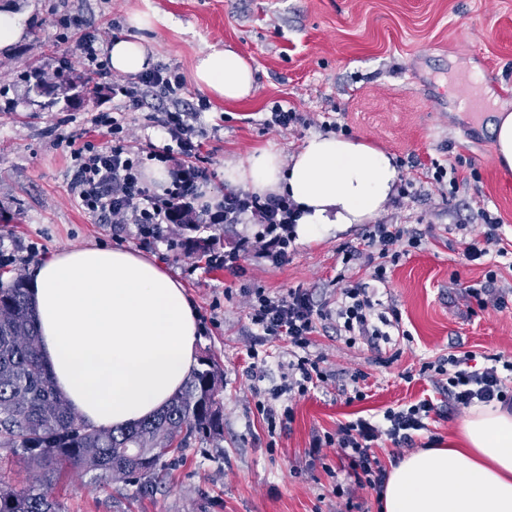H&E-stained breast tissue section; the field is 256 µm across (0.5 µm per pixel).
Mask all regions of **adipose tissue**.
<instances>
[{
    "instance_id": "obj_1",
    "label": "adipose tissue",
    "mask_w": 512,
    "mask_h": 512,
    "mask_svg": "<svg viewBox=\"0 0 512 512\" xmlns=\"http://www.w3.org/2000/svg\"><path fill=\"white\" fill-rule=\"evenodd\" d=\"M114 72L153 63L139 40L108 46ZM195 85L227 104L256 91L255 68L230 48L198 55ZM224 179L260 198L288 196L298 240L320 241L384 212L397 195L393 155L360 138L318 134L290 157L275 144L224 162ZM41 354L59 393L89 425L120 427L163 406L196 364L197 313L182 282L128 248L53 254L28 285ZM382 512H512V410L476 405L447 447L406 454L388 474Z\"/></svg>"
}]
</instances>
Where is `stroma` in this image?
I'll use <instances>...</instances> for the list:
<instances>
[{"label": "stroma", "mask_w": 512, "mask_h": 512, "mask_svg": "<svg viewBox=\"0 0 512 512\" xmlns=\"http://www.w3.org/2000/svg\"><path fill=\"white\" fill-rule=\"evenodd\" d=\"M30 30L26 41L0 54V249L15 261L0 281L31 277L52 253L93 245L137 249L178 278L198 313L197 356L214 357L223 371L224 434L194 440L166 467L153 496L134 495L119 479L100 483L92 471L66 467L50 487L63 512H381L376 492L358 489L332 449L311 457L315 436L339 423L382 416L390 407L435 394L423 362L469 351L483 358L512 356V268L500 266L486 284V266L467 264L463 234H476L478 208L500 216L502 247L512 250V173L493 160L489 125L494 108L512 111V0H11ZM68 8L81 30L56 26ZM157 15L153 27L129 23L132 13ZM109 32L145 42L155 65L185 77L182 103L195 110L208 177L202 189L223 199L224 162L246 159L275 143L283 156L332 131L362 138L391 152L401 171L400 192L383 220L417 229L422 244L392 266L379 289L382 306L401 314L398 335L370 347L348 345L335 323L319 325L309 352L322 357L329 380L303 397H280L283 420L269 429L257 408L260 395L280 387L291 346L264 337L251 324L244 291L287 293L304 288L314 302L333 303L337 275L367 280L359 264L343 265L342 248L358 244L364 224L336 237L293 241L288 260L275 265L261 253H241L231 272L208 267L188 253L177 227L140 245L76 205L70 142L108 138L90 133L95 115L119 116L130 145L164 147L170 138L158 120L171 99L146 98L125 110L113 95L118 74L101 79L82 104L29 94L24 76L37 68L46 80L57 70L83 72L77 40ZM232 46L256 64L258 89L244 103L210 98L191 80L195 56ZM297 112L288 128L270 126L276 108ZM456 167L457 186L437 184L433 164ZM485 288L486 309L466 287ZM505 298L497 309L496 298ZM257 349L262 378L249 375L247 352ZM363 371L364 399L353 397L350 376Z\"/></svg>", "instance_id": "1"}]
</instances>
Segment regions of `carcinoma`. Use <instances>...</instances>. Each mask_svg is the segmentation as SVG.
Listing matches in <instances>:
<instances>
[{"instance_id":"obj_1","label":"carcinoma","mask_w":512,"mask_h":512,"mask_svg":"<svg viewBox=\"0 0 512 512\" xmlns=\"http://www.w3.org/2000/svg\"><path fill=\"white\" fill-rule=\"evenodd\" d=\"M30 90L38 96L67 95L80 88L96 91L90 75L71 74L49 83L36 70ZM183 387L153 417L121 428H96L77 415L57 392L41 355L36 311L27 282L0 284V445L20 451L22 458L45 470L40 486L17 488L0 481V512H61L49 492L50 476L60 466L98 461L100 480L123 468L135 492L154 493L166 458L192 439L224 434L222 373L209 356L199 359Z\"/></svg>"}]
</instances>
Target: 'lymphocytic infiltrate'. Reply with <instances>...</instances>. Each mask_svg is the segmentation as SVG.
Wrapping results in <instances>:
<instances>
[{
	"mask_svg": "<svg viewBox=\"0 0 512 512\" xmlns=\"http://www.w3.org/2000/svg\"><path fill=\"white\" fill-rule=\"evenodd\" d=\"M184 85L179 73L153 69L128 80L119 91L126 107L135 109L150 92L170 93L183 89ZM193 119V113L186 109L168 110L163 115L161 125L171 144L164 147L162 155L177 156L178 161L171 172L169 186L159 192L144 183L140 154L126 141L124 127L118 119L94 118L93 127L105 130L111 145L100 149L87 141L72 150L74 172L70 192L74 201L116 231L135 226L144 241L161 238L165 225L173 223L179 212L188 215L194 224H238L249 215L262 224V231L254 238H241L235 250L207 256V265L235 270L241 253L255 247L273 263L284 262L293 240L294 225L293 208L286 198L262 199L242 190H229L217 212L195 208L199 184L205 180L206 171L200 164L201 142ZM476 217L482 227L481 235L467 242L464 259L480 261L492 252L506 256V249L499 246L500 218L483 207L478 209ZM421 241L416 230L381 221L371 225L362 246L343 249L342 261L346 264L365 261L372 269V281L382 284L387 279L389 265L398 262L408 249L418 247ZM374 307L368 286L360 282L341 288L332 306L315 303L303 288L285 294L258 288L251 295L249 318L262 335L287 337L295 348L296 355L288 363V381L283 390L303 396L327 379L319 358L307 352L318 323L335 322L337 332L345 335L347 343L362 340L374 346L388 337L374 322ZM473 359L472 353L465 352L422 363L420 375L433 378L442 402H434L428 396L405 407L387 409L378 421L360 417L339 424L335 434L314 437L312 453L336 448L356 486L382 491L387 470L375 455L373 442L384 438L395 448H410L415 443V435L427 430L431 414L446 409L455 411L476 403L498 402L512 407V392L508 391L505 379L506 373H512V359L497 355L491 365L483 367L474 366Z\"/></svg>",
	"mask_w": 512,
	"mask_h": 512,
	"instance_id": "obj_1",
	"label": "lymphocytic infiltrate"
}]
</instances>
